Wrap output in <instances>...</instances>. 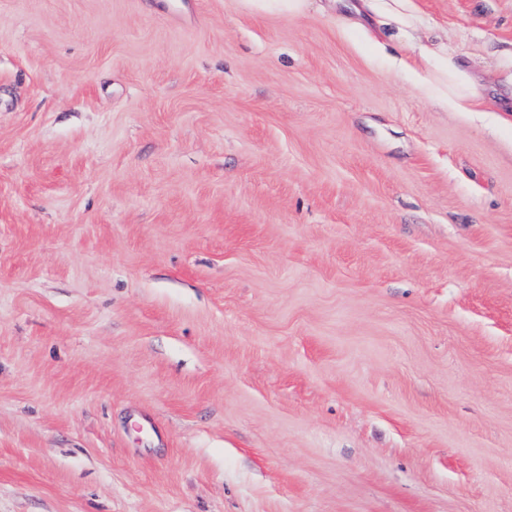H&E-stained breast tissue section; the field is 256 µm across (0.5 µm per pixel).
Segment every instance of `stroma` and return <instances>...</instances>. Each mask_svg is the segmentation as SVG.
Listing matches in <instances>:
<instances>
[{
	"label": "stroma",
	"instance_id": "stroma-1",
	"mask_svg": "<svg viewBox=\"0 0 512 512\" xmlns=\"http://www.w3.org/2000/svg\"><path fill=\"white\" fill-rule=\"evenodd\" d=\"M396 25L0 0V512H512V0ZM419 67L412 69L414 84L445 112L482 111V94L439 46H417Z\"/></svg>",
	"mask_w": 512,
	"mask_h": 512
}]
</instances>
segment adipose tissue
Listing matches in <instances>:
<instances>
[{"label": "adipose tissue", "mask_w": 512, "mask_h": 512, "mask_svg": "<svg viewBox=\"0 0 512 512\" xmlns=\"http://www.w3.org/2000/svg\"><path fill=\"white\" fill-rule=\"evenodd\" d=\"M344 24L363 28L390 16L405 27H412L418 7L415 0H357L350 5ZM420 64L413 69L412 78L440 109L446 112H477L482 94L474 82L467 79L459 66L438 46L419 45Z\"/></svg>", "instance_id": "ef3b65f1"}]
</instances>
